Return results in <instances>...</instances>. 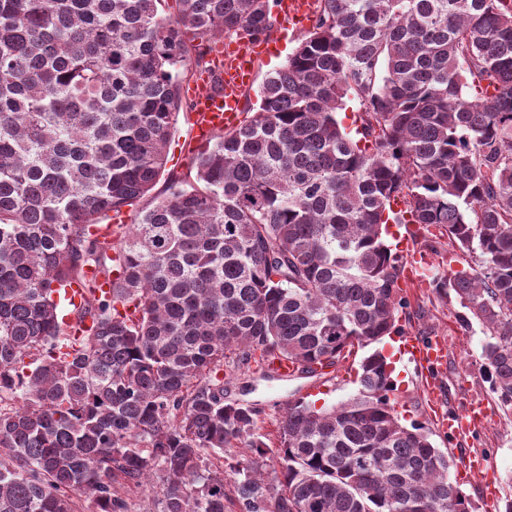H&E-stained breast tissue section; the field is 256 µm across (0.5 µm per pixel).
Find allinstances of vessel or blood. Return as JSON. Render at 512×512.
Listing matches in <instances>:
<instances>
[{"mask_svg":"<svg viewBox=\"0 0 512 512\" xmlns=\"http://www.w3.org/2000/svg\"><path fill=\"white\" fill-rule=\"evenodd\" d=\"M275 9L285 29L303 32L311 18L305 0H276ZM268 43L232 44L220 43L213 53L215 72H198L193 83L187 88L192 107L193 138L208 142L214 135L234 129L241 123L244 108L242 90L250 84L254 75L256 59L270 51ZM403 349L410 361L424 374L425 387L432 402L443 400L441 372L447 365V337L412 336L402 334ZM487 417L484 401H471L459 412L436 411L435 420L449 442L457 443L475 433ZM488 460L485 455H468L458 477L463 481L480 479L484 482L485 495L496 499L497 489L487 474Z\"/></svg>","mask_w":512,"mask_h":512,"instance_id":"vessel-or-blood-1","label":"vessel or blood"}]
</instances>
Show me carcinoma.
<instances>
[{
  "label": "carcinoma",
  "mask_w": 512,
  "mask_h": 512,
  "mask_svg": "<svg viewBox=\"0 0 512 512\" xmlns=\"http://www.w3.org/2000/svg\"><path fill=\"white\" fill-rule=\"evenodd\" d=\"M160 2L0 0V512H129L156 473L160 512H470L374 345L406 305L388 225L444 227L466 260L435 293L512 410V0H317L248 123L104 232L165 170L183 72L274 25L271 0ZM356 347L358 394L289 404L266 482L225 380Z\"/></svg>",
  "instance_id": "cac0c4a2"
}]
</instances>
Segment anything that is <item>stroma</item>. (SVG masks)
I'll list each match as a JSON object with an SVG mask.
<instances>
[{"instance_id": "35a3bbf8", "label": "stroma", "mask_w": 512, "mask_h": 512, "mask_svg": "<svg viewBox=\"0 0 512 512\" xmlns=\"http://www.w3.org/2000/svg\"><path fill=\"white\" fill-rule=\"evenodd\" d=\"M275 46L273 55L256 63L254 80L248 89L245 116L256 112L260 99L259 88L270 72L281 68L289 54L298 45V38L284 35L282 27H275L270 36ZM192 137L191 109L182 107L168 151L167 172L183 176L191 166L194 156L188 144ZM417 249L431 260L427 278L448 274L461 268L462 263L455 250L449 246L447 235L433 228L422 234ZM403 294L408 302L400 314L399 323L404 332L427 335H443L448 339V366L442 375L444 392L454 409H463L473 399L484 400L490 417L485 425L459 446H450L429 416V399L422 390V378L414 363L403 352L395 351L390 341L381 347L389 356L395 373L397 391L395 408L403 423L420 422L430 433L436 448L449 452L452 458L472 452L486 455L488 469L498 483L500 495L495 503L482 498L480 483L464 486L474 512H505L512 501V411H507L493 393L490 378L481 368V348L484 336L479 324L462 322V308L454 300H442L431 288L410 287ZM361 353L348 356L328 375L299 374L288 380L262 376L255 370L236 371L226 386V399L252 407L257 412V432L268 445L269 453H276L278 423L289 403L299 399L316 401L329 406L348 400L359 389L358 372Z\"/></svg>"}]
</instances>
